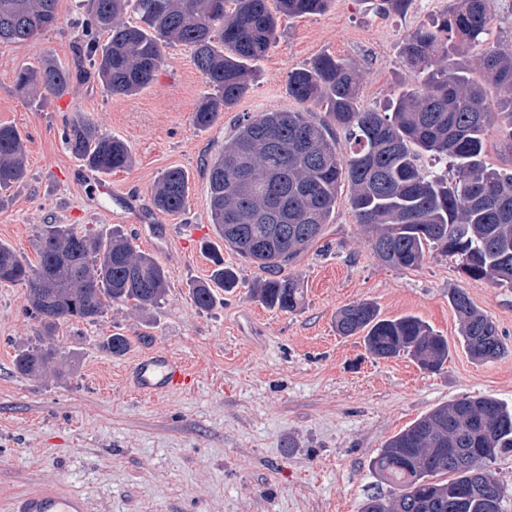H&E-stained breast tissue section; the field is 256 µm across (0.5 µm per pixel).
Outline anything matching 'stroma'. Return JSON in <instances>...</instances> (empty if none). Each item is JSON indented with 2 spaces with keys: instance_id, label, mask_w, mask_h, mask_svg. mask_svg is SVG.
I'll return each mask as SVG.
<instances>
[{
  "instance_id": "1",
  "label": "stroma",
  "mask_w": 512,
  "mask_h": 512,
  "mask_svg": "<svg viewBox=\"0 0 512 512\" xmlns=\"http://www.w3.org/2000/svg\"><path fill=\"white\" fill-rule=\"evenodd\" d=\"M380 0H331L321 14L280 17L278 37L257 65L245 97L211 128L192 114L208 87L189 50H164L155 84L131 97L88 83L60 99L31 103L15 90L25 65L54 58L68 66L87 32L78 0H59L54 30L0 45V123L15 125L26 147L27 180L0 191V243L36 260L45 224H72L102 236L130 235L137 250L167 272L168 300L145 314L115 305L100 322L62 326L54 344L72 357L63 376L25 378L18 349L34 342L23 308L26 290L0 286V512L44 484L83 494L90 512H361L368 496L389 494L372 459L400 431L432 409L463 397L493 396L512 405V288L471 282L453 258L432 251L416 269L381 265L350 206L348 189L322 238L291 267L305 304L287 313L249 295L264 279L257 266L223 250L241 280L207 310L190 295L213 264L203 170L244 115L296 109L290 72L331 54L357 63L364 107L379 108L394 90L418 83L401 61L406 36L447 10L450 0H410L404 13L380 12ZM91 119L125 140L132 166L101 175L65 148L66 123ZM189 175L185 211L154 209L150 188L166 170ZM465 289L496 324L507 350L477 362L466 352L449 301ZM381 317L413 315L448 340L442 370L411 357H373L362 336H341L337 311L354 301ZM130 342L120 357L102 337ZM163 351L183 359L193 386L159 397L129 389L136 356Z\"/></svg>"
}]
</instances>
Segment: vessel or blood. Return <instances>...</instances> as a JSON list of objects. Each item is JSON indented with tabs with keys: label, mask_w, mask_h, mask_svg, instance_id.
I'll return each instance as SVG.
<instances>
[{
	"label": "vessel or blood",
	"mask_w": 512,
	"mask_h": 512,
	"mask_svg": "<svg viewBox=\"0 0 512 512\" xmlns=\"http://www.w3.org/2000/svg\"><path fill=\"white\" fill-rule=\"evenodd\" d=\"M127 381L135 392L152 397L190 388L195 377L182 359L166 353H152L135 360ZM9 512H89V505L81 494L45 485L16 497Z\"/></svg>",
	"instance_id": "1"
}]
</instances>
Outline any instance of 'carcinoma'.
Instances as JSON below:
<instances>
[{"label": "carcinoma", "mask_w": 512, "mask_h": 512, "mask_svg": "<svg viewBox=\"0 0 512 512\" xmlns=\"http://www.w3.org/2000/svg\"><path fill=\"white\" fill-rule=\"evenodd\" d=\"M331 0H81L89 26L107 40L86 41L65 68L53 60L17 71L15 87L32 96L61 98L93 80L114 96L150 87L163 65V49L182 45L211 90L192 120L207 129L248 92L252 64L274 41L280 13L303 16ZM58 0H0V44L21 43L57 27ZM495 0H453L448 12L412 32L404 64L422 75V88L394 94L384 111L360 103V71L352 60L322 54L288 75V95L299 105L325 107L320 120L301 110L247 116L206 165L211 224L216 235L269 277L251 296L268 308L294 312L304 304L300 279L282 272L323 235L338 192L349 188L358 223L372 252L398 269L422 265L426 253L455 259L475 282L512 286V169L486 161L485 134L502 124L512 140V51L488 43ZM139 22L133 24L128 14ZM486 44L473 66L470 51ZM496 98L506 107L494 112ZM65 148L91 171L110 174L132 165L127 144L91 121L63 131ZM449 162L421 171L419 157ZM23 138L0 125V188L27 178ZM189 176L168 169L153 184L154 207L177 215L186 206ZM38 265L0 244V283L26 288L25 314L37 321L38 343L18 351L14 367L37 376L67 363L53 346L63 322L96 323L114 304L141 312L160 307L169 285L163 266L120 233L109 237L68 224H47L38 235ZM207 281L192 288L195 305L210 309L216 289L239 279L213 257ZM450 303L470 357L491 361L505 352L495 323L455 288ZM341 336L363 334L378 359L409 355L435 372L448 359V340L415 316L380 317L374 303L356 301L336 314ZM129 340L103 337L99 349L119 357ZM512 451V408L494 397H464L441 405L394 436L373 458L375 474L392 487L367 499L363 512H502L505 488L491 470L467 459Z\"/></svg>", "instance_id": "1"}]
</instances>
